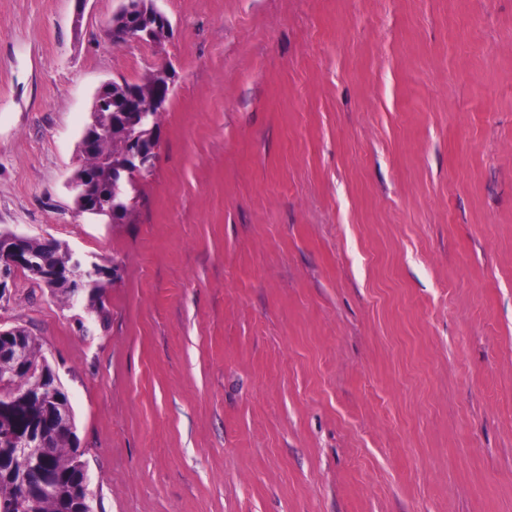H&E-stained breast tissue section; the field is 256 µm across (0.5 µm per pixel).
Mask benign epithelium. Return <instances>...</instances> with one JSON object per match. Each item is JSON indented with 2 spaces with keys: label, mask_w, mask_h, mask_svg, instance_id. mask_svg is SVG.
<instances>
[{
  "label": "benign epithelium",
  "mask_w": 512,
  "mask_h": 512,
  "mask_svg": "<svg viewBox=\"0 0 512 512\" xmlns=\"http://www.w3.org/2000/svg\"><path fill=\"white\" fill-rule=\"evenodd\" d=\"M171 28L168 17L158 7H149L141 0H122L118 18L109 24L112 33V42L116 46L127 43L153 44L156 37L167 34ZM172 91L171 78L155 83L150 90L142 93L132 90L123 101L122 111L142 126L147 121L149 113L162 111ZM112 111V83H103L94 95L92 112ZM115 135V126L107 122L103 126L97 120L87 125L80 138V148L83 155H90L97 150L101 137L104 134ZM125 140L123 155L117 162H112V175L127 174L132 170L150 171L153 168L158 140L152 135H143L139 132L131 133V126H125L123 132ZM96 179V171L90 168L82 170L80 176L75 177L69 184L73 197L79 201L77 213L95 217L101 213L98 199L90 193V183ZM28 237L13 231H6L0 235V301L10 296L9 284L14 282L15 275L24 272L33 281L49 288L66 278V286L73 298L81 297L87 289L94 286L96 280L108 276V272L100 271L95 263L86 261L71 254V261L66 270L62 271L56 265H51L45 259L43 252L27 247ZM8 361L15 366L28 365V349L22 344L6 345L0 351V365ZM60 381L55 380L41 386L37 391V399L45 407V421L33 423L22 430L15 426V410L11 403L0 405V446L15 452V458L23 464L28 463L27 454L32 448H40L43 453H50L47 441L54 428L68 426L65 414L54 409L52 403ZM45 494L56 487L57 476L54 469L45 460L34 468L25 477Z\"/></svg>",
  "instance_id": "benign-epithelium-1"
}]
</instances>
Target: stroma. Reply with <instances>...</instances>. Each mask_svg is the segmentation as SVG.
<instances>
[{
  "label": "stroma",
  "instance_id": "stroma-1",
  "mask_svg": "<svg viewBox=\"0 0 512 512\" xmlns=\"http://www.w3.org/2000/svg\"><path fill=\"white\" fill-rule=\"evenodd\" d=\"M0 0V230L96 512H512V0ZM173 67L127 223L67 181L96 89ZM121 2L118 18H112V23L109 24L114 45L153 44L161 33L166 35L169 32L171 23L158 7L149 8L148 1L145 5L140 0H122ZM137 15L138 19L135 23L128 21L130 17ZM29 238L13 231H6L0 237V301L7 300L10 296L8 282L13 283L18 272H25L31 280L54 288V284L61 280V270L57 266H69L63 275L66 278V286L72 298L79 299L87 289L94 286L97 279L106 278L108 271L101 272L95 263L88 265L86 261L53 240L51 256L57 265H51L45 259L42 251L29 249L26 242ZM28 246L33 249L43 248V243L38 239H29Z\"/></svg>",
  "mask_w": 512,
  "mask_h": 512
}]
</instances>
